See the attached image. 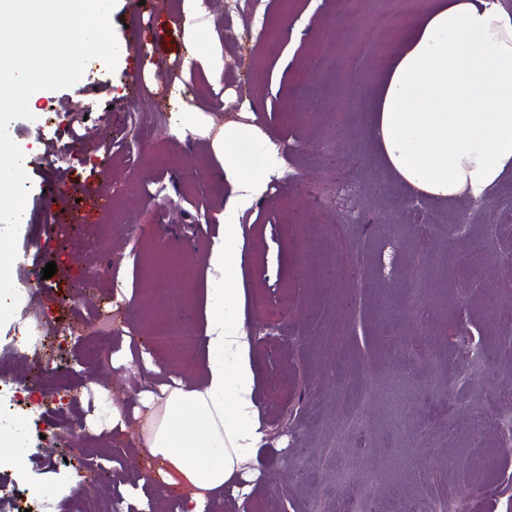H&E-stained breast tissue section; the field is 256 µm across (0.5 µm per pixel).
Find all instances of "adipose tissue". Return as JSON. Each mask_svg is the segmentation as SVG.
<instances>
[{"mask_svg": "<svg viewBox=\"0 0 512 512\" xmlns=\"http://www.w3.org/2000/svg\"><path fill=\"white\" fill-rule=\"evenodd\" d=\"M370 137L411 192L484 200L512 172V12L500 0H442L428 10L390 48L374 94ZM243 140L258 166H245ZM212 150L235 194L210 249L204 380L138 396L150 412L143 444L159 460L163 481L187 488L185 512H204L209 493L234 484L266 437L255 398L252 336L238 316L240 256L231 245L240 212L260 197L281 159L272 142L235 124L213 139Z\"/></svg>", "mask_w": 512, "mask_h": 512, "instance_id": "obj_1", "label": "adipose tissue"}]
</instances>
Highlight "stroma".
<instances>
[{"mask_svg": "<svg viewBox=\"0 0 512 512\" xmlns=\"http://www.w3.org/2000/svg\"><path fill=\"white\" fill-rule=\"evenodd\" d=\"M434 2L361 0L352 12L344 0H242L228 15L224 0H203L190 32L183 0H153L143 12L116 0L117 42H138L142 62L122 51L115 70L89 63L73 86L41 91L32 119L12 121L10 136L38 161L26 171L12 281L26 271L41 286L19 304L38 301L69 326L111 309L112 354L127 364L91 360L87 338L54 350L59 382L78 396L59 423L28 401L34 355L17 346L20 317L0 327V376L13 384L0 428L17 439L0 450V512H31L48 490L68 512L116 502L179 512V493L139 446L137 421L121 434L105 424L113 406L133 407L145 357L171 382L203 376L217 226L195 215L218 216L235 194L211 149L229 122L280 145L284 173L241 212L233 244L267 437L250 492L216 495L210 512H335L351 497L384 512L444 499L453 512H512V441L494 424L512 398V299L503 295L512 223L502 208L512 174L477 210L464 197L417 198L367 135L387 49ZM136 69L150 93L132 95ZM157 112L165 124H153ZM59 180L68 197L49 201L45 189ZM346 184L356 189L350 223L335 201ZM59 214L91 233H63ZM50 262L57 271L46 279ZM91 268L93 289L74 288ZM170 324L188 330L185 354L151 345ZM49 447L59 458L50 473ZM478 455L487 475L470 470ZM86 458L112 470L88 501L76 495ZM143 474L151 484L140 485Z\"/></svg>", "mask_w": 512, "mask_h": 512, "instance_id": "obj_1", "label": "stroma"}]
</instances>
